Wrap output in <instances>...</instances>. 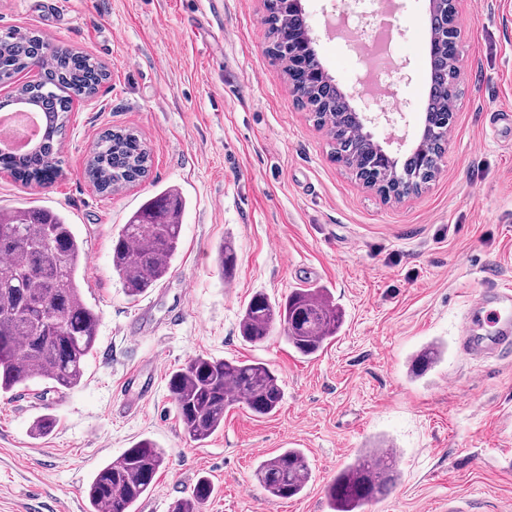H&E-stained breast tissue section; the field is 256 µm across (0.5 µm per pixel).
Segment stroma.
Segmentation results:
<instances>
[{
    "label": "stroma",
    "mask_w": 512,
    "mask_h": 512,
    "mask_svg": "<svg viewBox=\"0 0 512 512\" xmlns=\"http://www.w3.org/2000/svg\"><path fill=\"white\" fill-rule=\"evenodd\" d=\"M392 64L408 82L394 94L410 110L397 128L376 124L377 140L414 146L427 94L425 0H397ZM0 0V32L57 29L56 43L90 54L109 78L74 104L49 187L0 178V210L59 212L87 252L80 274L100 314L96 347L81 383L65 393L32 382L0 399V512H87L97 469L150 438L167 464L136 512H169L198 478L211 494L202 512H328L325 488L362 448L386 436L399 448L400 479L366 512H512V353L464 354L460 325L485 285L512 289V0H460L461 98L448 148L428 187L384 200L330 156L326 129L299 109L280 64L266 54L263 0H224L219 39L194 38L188 16L203 0ZM319 57L340 87L362 71L326 22L332 0H307ZM135 131L151 159L147 178L109 195L85 178L84 162L103 132ZM174 189L186 201L170 275L130 300L112 270V239L149 197ZM235 246L232 279L218 267ZM189 296H182V283ZM329 288L344 311L336 339L307 359L281 335L252 346L239 314L257 293L280 300L295 288ZM151 333L131 341L136 322ZM434 339L443 362L413 381L410 354ZM261 361L283 384L275 414L245 405L224 414L207 441L185 440L168 380L194 356ZM155 359L152 396L134 412L126 375ZM52 416L48 434L31 432ZM299 448L311 480L294 498L270 502L254 471L262 454Z\"/></svg>",
    "instance_id": "35a3bbf8"
}]
</instances>
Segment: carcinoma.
Wrapping results in <instances>:
<instances>
[{
  "label": "carcinoma",
  "mask_w": 512,
  "mask_h": 512,
  "mask_svg": "<svg viewBox=\"0 0 512 512\" xmlns=\"http://www.w3.org/2000/svg\"><path fill=\"white\" fill-rule=\"evenodd\" d=\"M278 2L267 8L264 22L272 38L269 54L288 73L295 51L288 48L283 34L294 19L288 4ZM45 48V38L34 29H13L0 35V83L14 86L10 101L28 103L47 119L38 146L18 158L0 157V166L7 165L18 179L39 187L45 186L49 174L62 173L55 144L66 132L74 100L96 95L109 78L105 66L90 55L60 48L51 63L42 66L39 78L17 82L19 75L43 62ZM429 80L433 85L427 98L434 130L431 159L423 163L419 156H409L393 174L365 176L363 163L369 145L359 139L338 95L311 85L298 103L311 112L317 125L328 128L332 157L344 163L356 178L380 193L385 186L395 191L411 178L417 192L436 175L434 158L452 121L453 104L461 94L456 71L445 52L433 60ZM149 158L136 133L108 130L98 139L85 176L100 193L110 194L145 178ZM184 207L177 190H163L145 200L112 240V270L128 297L145 295L170 274ZM218 255L224 278H232L233 243L224 241ZM0 257L4 258L0 264V398L13 395L18 386L34 380L47 381L56 392L78 386L84 376L85 358L95 348L100 322L80 285L79 272L86 264L83 243L54 211L34 207L0 210ZM343 323V310L329 289L312 286L295 288L278 301L262 293L252 296L240 313L238 329L244 342L259 346L278 327L297 353L312 357L336 339ZM443 352L437 344L424 346L412 358L410 373L424 375L440 361ZM168 386L182 433L194 443H202L222 429L224 412L237 404L267 416L278 410L283 399L279 377L267 364L203 354L172 372ZM395 455L396 449H389L380 466L373 449L366 448L339 470L326 489L330 512H362L364 506L386 496L398 480ZM165 464L166 453L154 440L137 441L96 471L86 490L89 512H135L136 504ZM255 477L269 501L276 502L303 493L311 469L303 450L285 448L261 458ZM209 494V480L201 477L188 497L173 504L171 512H201Z\"/></svg>",
  "instance_id": "carcinoma-1"
}]
</instances>
